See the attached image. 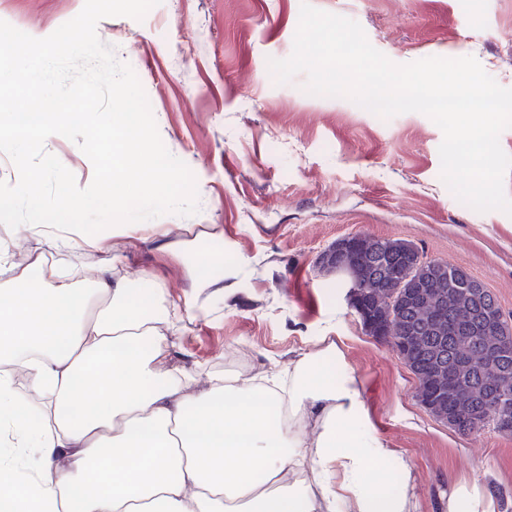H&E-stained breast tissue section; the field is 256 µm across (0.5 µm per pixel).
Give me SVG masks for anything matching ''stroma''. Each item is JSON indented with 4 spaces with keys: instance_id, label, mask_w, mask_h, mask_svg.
<instances>
[{
    "instance_id": "1",
    "label": "stroma",
    "mask_w": 512,
    "mask_h": 512,
    "mask_svg": "<svg viewBox=\"0 0 512 512\" xmlns=\"http://www.w3.org/2000/svg\"><path fill=\"white\" fill-rule=\"evenodd\" d=\"M85 0H0V20L36 38L74 18ZM358 22L373 47L405 65L475 57L512 88V0H311ZM301 0H161L143 21L101 19L96 32L137 74L168 151L195 176L196 214L135 226L107 264L131 288H150L148 318L175 342L191 390L224 373L287 370L329 337L363 383L372 423L409 459L417 512H440L453 482L479 480L512 497V435L462 436L415 396L416 379L365 330L341 275L319 258L356 234L404 239L465 268L512 316V216L477 212L440 177L443 134L427 116L382 119L345 97L304 90L306 74L275 83L268 59L293 51ZM88 186L93 167L72 141L44 145ZM222 235L224 254L202 286L197 253Z\"/></svg>"
}]
</instances>
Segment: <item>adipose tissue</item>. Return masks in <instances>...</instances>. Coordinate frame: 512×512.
<instances>
[{
    "instance_id": "ef3b65f1",
    "label": "adipose tissue",
    "mask_w": 512,
    "mask_h": 512,
    "mask_svg": "<svg viewBox=\"0 0 512 512\" xmlns=\"http://www.w3.org/2000/svg\"><path fill=\"white\" fill-rule=\"evenodd\" d=\"M0 237V512H416L411 464L377 434L361 380L336 344L287 377L218 375L188 393L166 336L136 294L99 270L30 256L111 252L127 225L20 224ZM28 388L46 400L29 418ZM444 512H507L478 481L449 489Z\"/></svg>"
}]
</instances>
